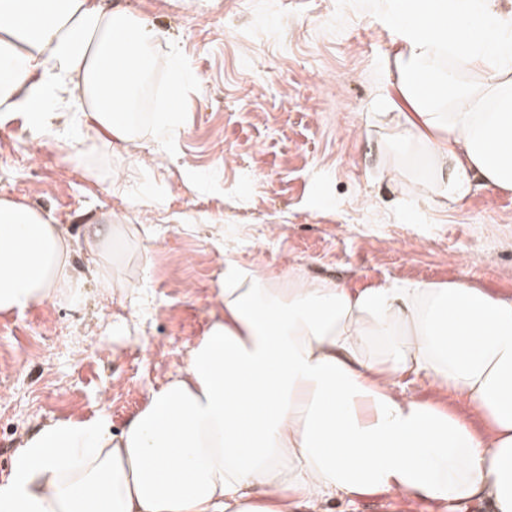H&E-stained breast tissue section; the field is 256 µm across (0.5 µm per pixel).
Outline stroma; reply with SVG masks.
Listing matches in <instances>:
<instances>
[{
    "instance_id": "stroma-1",
    "label": "stroma",
    "mask_w": 512,
    "mask_h": 512,
    "mask_svg": "<svg viewBox=\"0 0 512 512\" xmlns=\"http://www.w3.org/2000/svg\"><path fill=\"white\" fill-rule=\"evenodd\" d=\"M174 45L196 82L180 95L181 135L113 155L88 177L46 134L0 112V196L49 211L72 234L101 215L139 246L118 273L140 306L100 288L74 259L77 304L0 314V479L21 437L98 411L113 429L184 366L211 319L226 261L364 288L389 279L470 281L512 297V193L457 206L413 198L372 154L370 116L391 80L382 0H127ZM349 512H437L407 496H362Z\"/></svg>"
}]
</instances>
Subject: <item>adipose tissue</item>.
Listing matches in <instances>:
<instances>
[{
    "mask_svg": "<svg viewBox=\"0 0 512 512\" xmlns=\"http://www.w3.org/2000/svg\"><path fill=\"white\" fill-rule=\"evenodd\" d=\"M394 79L375 106L386 167L415 168V195L457 203L512 192V20L489 0H385ZM159 37L123 0H0V110L51 130L87 175L108 154L178 134L115 104L143 84ZM72 112L53 128V109ZM87 136H80V129ZM111 220L77 237L0 196V313L80 302L73 259L96 258L104 288L127 290ZM185 365L120 431L107 411L26 434L0 482V512H327L363 495L512 512V298L466 275L352 289L293 269L234 263ZM424 375L481 420L406 395Z\"/></svg>",
    "mask_w": 512,
    "mask_h": 512,
    "instance_id": "ef3b65f1",
    "label": "adipose tissue"
}]
</instances>
